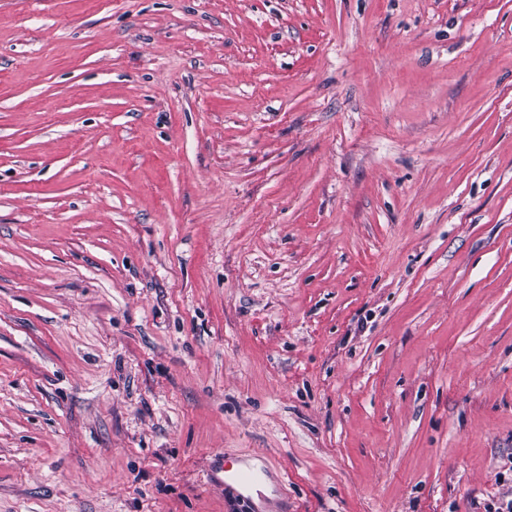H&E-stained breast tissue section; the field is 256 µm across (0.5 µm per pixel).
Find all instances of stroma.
I'll list each match as a JSON object with an SVG mask.
<instances>
[{"label":"stroma","mask_w":512,"mask_h":512,"mask_svg":"<svg viewBox=\"0 0 512 512\" xmlns=\"http://www.w3.org/2000/svg\"><path fill=\"white\" fill-rule=\"evenodd\" d=\"M512 499V0H0V512ZM224 488H229L242 502L253 506L251 492L263 482L264 470L252 455L224 456Z\"/></svg>","instance_id":"35a3bbf8"}]
</instances>
